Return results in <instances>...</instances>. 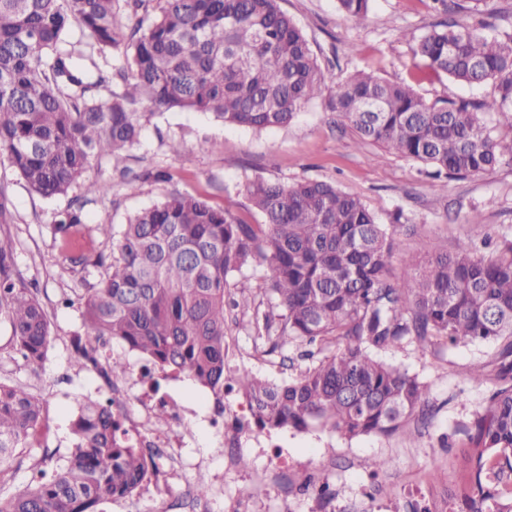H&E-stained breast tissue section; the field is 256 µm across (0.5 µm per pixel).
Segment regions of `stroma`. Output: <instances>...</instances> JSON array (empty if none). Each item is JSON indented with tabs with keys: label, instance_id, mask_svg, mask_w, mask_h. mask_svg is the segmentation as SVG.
<instances>
[{
	"label": "stroma",
	"instance_id": "stroma-1",
	"mask_svg": "<svg viewBox=\"0 0 512 512\" xmlns=\"http://www.w3.org/2000/svg\"><path fill=\"white\" fill-rule=\"evenodd\" d=\"M281 9L299 25L327 77L328 88L359 71L392 82H406L425 101L482 99L493 84L468 87L430 72L413 56L414 37L442 21L431 0H371L366 19L345 15L336 0H279ZM179 152H172V143ZM170 170L174 182L153 179ZM422 163L383 152L360 140L328 108L327 96L305 107L285 127L262 131L227 126L211 115L171 110L155 115L141 142L120 158L93 159L85 180L110 184L109 194L88 203L86 222L71 241L53 233L66 196L46 199L28 190L23 179L0 164V184L7 189L12 219L0 223V239L8 241L16 278L34 288L45 309L51 342L40 364H30L10 344L11 330L0 323V378L39 393L48 429L41 444L24 449L11 468L0 474L11 492H25L43 453L67 456L73 449L70 421L83 395L92 393L87 372L74 365L70 339L79 333L81 315L74 300L104 276L103 266H77L76 252L111 257L112 245L95 225L120 226L135 211L162 200L172 189L198 196L227 209L247 224L264 218L245 191L256 179L294 184L316 180L335 184L360 198L381 223L401 222L402 246L390 266L396 279L413 277L428 259L450 253L467 235L512 238V166L503 165L463 179L435 180ZM480 223H471L472 214ZM225 333L236 341L243 366L259 377L282 382L289 369L279 355H268L252 317L231 314ZM496 343L481 342L420 351L413 346L380 352L382 361L428 384L435 414L421 436L399 432L346 438L326 430H277L288 452L287 472L269 481L260 495V512H410L412 504L432 508L434 501L458 496L468 471V441L454 435L455 425L482 411L490 387L471 381L473 371L487 369ZM183 450L185 463L202 472L224 474V493L208 497L207 512H233L241 490L253 475L271 469L259 449L240 448L227 461L200 427H193ZM386 467L372 471L373 460ZM328 484L331 494L318 496L306 487L308 477Z\"/></svg>",
	"mask_w": 512,
	"mask_h": 512
}]
</instances>
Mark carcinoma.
<instances>
[{
  "label": "carcinoma",
  "instance_id": "carcinoma-1",
  "mask_svg": "<svg viewBox=\"0 0 512 512\" xmlns=\"http://www.w3.org/2000/svg\"><path fill=\"white\" fill-rule=\"evenodd\" d=\"M148 25L124 33L114 25L116 0H0V154L43 198L68 194L94 157L139 143L153 116L139 111L203 112L251 130L287 125L326 88V76L302 30L278 0H162ZM349 16H367L371 0H337ZM78 25L89 51L63 46ZM479 11L448 19L415 41L414 55L436 74L468 86L495 85L490 99L427 103L404 82L361 72L337 85L331 111L363 140L420 161L436 177L464 178L512 165L505 141L486 115L512 127V32ZM126 48L127 70L100 68L95 56ZM122 90H112L113 77ZM108 186L84 184V195L58 213L54 233L75 234L91 196ZM263 224L235 220L224 208L172 190L130 215L119 231H95L116 243L104 279L79 297L90 339L112 338L139 351L156 372L184 375L212 393L224 390L225 307L262 320L260 338L274 352L286 345L295 374L261 380L246 368L231 378L255 405L260 428L327 429L346 436L391 434L432 414L428 385L375 358L413 345L493 341L488 404L455 432L474 442L471 475L456 512H512V241L497 256L479 255L488 240L462 239L406 281L388 278L400 248L395 225L381 224L358 197L323 181L248 184ZM0 240V322L30 364L50 342L45 311L9 266ZM265 272L256 300L245 271ZM242 280L229 284L234 274ZM234 291H229V288ZM75 366L93 348L76 339ZM43 403L31 389L0 380V471L42 437ZM112 411L87 395L72 422L75 453L46 454L30 488L0 486V512H95L132 493L145 455L120 445Z\"/></svg>",
  "mask_w": 512,
  "mask_h": 512
}]
</instances>
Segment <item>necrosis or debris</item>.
I'll return each mask as SVG.
<instances>
[{"instance_id":"necrosis-or-debris-1","label":"necrosis or debris","mask_w":512,"mask_h":512,"mask_svg":"<svg viewBox=\"0 0 512 512\" xmlns=\"http://www.w3.org/2000/svg\"><path fill=\"white\" fill-rule=\"evenodd\" d=\"M95 347L100 358L91 365L89 373L97 383V391L112 400L114 416L120 425L119 440L135 448L148 449V476L140 484L138 494L151 495L159 479L185 477L187 470L180 465L184 444L180 428L194 411L179 407L171 392L156 390L153 379L145 376L142 363H135L127 377L106 379L102 357L109 351L110 343L100 339ZM161 405L168 409L170 417V428L165 432L157 431L152 425V413ZM203 406V419L213 430L219 448H240L250 442L273 460L275 470H287L288 456L281 444L262 429L249 426L232 388H225L223 396L205 400Z\"/></svg>"}]
</instances>
